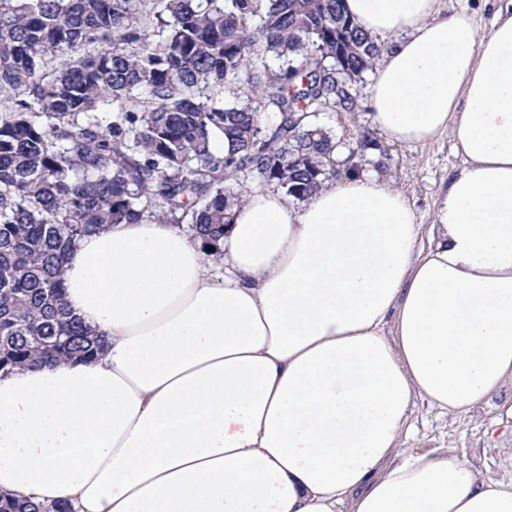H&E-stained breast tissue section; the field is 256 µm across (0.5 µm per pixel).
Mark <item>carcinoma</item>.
Instances as JSON below:
<instances>
[{"label": "carcinoma", "mask_w": 512, "mask_h": 512, "mask_svg": "<svg viewBox=\"0 0 512 512\" xmlns=\"http://www.w3.org/2000/svg\"><path fill=\"white\" fill-rule=\"evenodd\" d=\"M380 51L342 0H0V370L98 353L64 303L82 237L186 224L217 254L245 178L303 201L335 177L318 120L359 111Z\"/></svg>", "instance_id": "obj_1"}]
</instances>
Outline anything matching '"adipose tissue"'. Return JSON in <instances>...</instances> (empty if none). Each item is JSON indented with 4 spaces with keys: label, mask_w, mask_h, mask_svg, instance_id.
<instances>
[{
    "label": "adipose tissue",
    "mask_w": 512,
    "mask_h": 512,
    "mask_svg": "<svg viewBox=\"0 0 512 512\" xmlns=\"http://www.w3.org/2000/svg\"><path fill=\"white\" fill-rule=\"evenodd\" d=\"M439 0H344L380 40L368 107L465 163L432 244L374 176L296 204L250 189L224 254L112 224L65 268L95 358L0 371V494L73 512H512V480L402 439L415 402L512 386V0L489 28Z\"/></svg>",
    "instance_id": "ef3b65f1"
}]
</instances>
